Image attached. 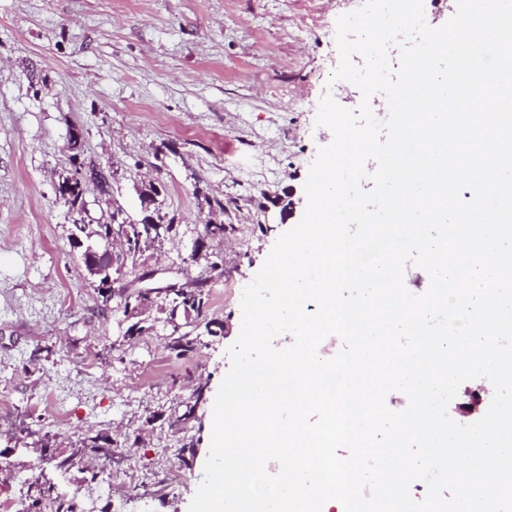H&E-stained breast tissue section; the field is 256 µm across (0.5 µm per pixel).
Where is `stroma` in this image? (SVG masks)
I'll return each mask as SVG.
<instances>
[{
  "mask_svg": "<svg viewBox=\"0 0 512 512\" xmlns=\"http://www.w3.org/2000/svg\"><path fill=\"white\" fill-rule=\"evenodd\" d=\"M355 0H0V461L77 497L83 473L42 463L40 446L84 436L115 443L103 478L135 489L139 512H188L211 444L213 406L241 330L240 298L278 237L301 220L304 183L333 134L316 122L324 95L357 109V87L332 85L337 19ZM80 159L110 174L87 186L92 217L112 204L139 217L138 190L157 180L176 231L149 266L207 278L199 350L177 359L168 330L123 342L122 312L89 284L75 228L57 192ZM224 202V258L204 273L187 250L207 217L194 188ZM194 420L176 414L198 384ZM183 478L164 481L170 468Z\"/></svg>",
  "mask_w": 512,
  "mask_h": 512,
  "instance_id": "1",
  "label": "stroma"
}]
</instances>
